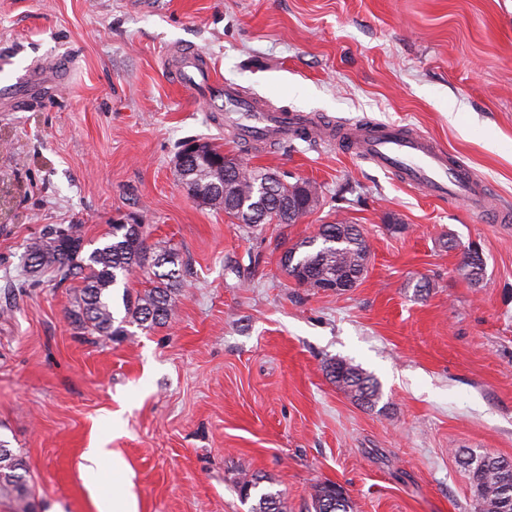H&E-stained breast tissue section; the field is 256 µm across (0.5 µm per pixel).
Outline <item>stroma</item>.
<instances>
[{
  "label": "stroma",
  "mask_w": 512,
  "mask_h": 512,
  "mask_svg": "<svg viewBox=\"0 0 512 512\" xmlns=\"http://www.w3.org/2000/svg\"><path fill=\"white\" fill-rule=\"evenodd\" d=\"M186 47L276 110L428 134L512 203V0H0V57L69 66L63 89L0 112V439L24 458L37 512H100L95 445L125 459L139 512H248L242 471L287 512L324 483L352 512H477L469 451L512 459V223L319 136L242 147L173 83ZM189 137L316 183L319 204L288 226L234 223L179 183ZM119 218L174 243L190 273L168 324L112 341L72 323L68 285L16 281L43 225L97 243ZM344 219L368 238L364 279L298 287L284 251ZM337 360L377 381L375 407L336 386Z\"/></svg>",
  "instance_id": "obj_1"
}]
</instances>
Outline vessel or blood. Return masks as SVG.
<instances>
[{
	"label": "vessel or blood",
	"mask_w": 512,
	"mask_h": 512,
	"mask_svg": "<svg viewBox=\"0 0 512 512\" xmlns=\"http://www.w3.org/2000/svg\"><path fill=\"white\" fill-rule=\"evenodd\" d=\"M59 70L56 63L15 71L1 65L0 110L9 112L26 103H38L44 89L61 84ZM171 74L181 85L201 87L212 104L223 105L225 121L235 123L244 138L284 143L306 120L299 113L269 110L259 99L244 98L234 86L212 79L207 63L196 50H180ZM338 141L357 158L370 161L429 197L462 199L482 209L488 207L492 196L488 185L477 180L466 164L450 158L447 151L423 133L399 124L371 122L343 128Z\"/></svg>",
	"instance_id": "1"
}]
</instances>
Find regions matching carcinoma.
I'll use <instances>...</instances> for the list:
<instances>
[{
  "label": "carcinoma",
  "instance_id": "carcinoma-1",
  "mask_svg": "<svg viewBox=\"0 0 512 512\" xmlns=\"http://www.w3.org/2000/svg\"><path fill=\"white\" fill-rule=\"evenodd\" d=\"M190 144L199 146V151L176 169L178 181L201 203L224 210L239 224H290L292 220L285 216L283 203H293L303 215L319 202V187L312 182L304 181L299 186L274 181L267 170L251 167L237 158L226 157L224 167L214 169L208 158L220 156L218 148L189 139L179 149ZM86 246L82 225L47 224L25 247L32 260L25 265L26 272L46 273L60 284L79 282L68 311L73 323L89 335L113 339L123 335L128 318L148 328L163 325L171 318L172 294L183 283L187 264L170 242L150 240L145 224L115 222L97 247L87 253ZM369 257L370 246L359 227L344 220L324 224L318 236L295 243L284 252L280 264L284 273L303 288H317L320 281L338 276L346 277L354 288L365 275ZM151 268L155 269L152 287L134 297L124 291L126 317L116 320L111 289L118 278L135 269ZM331 375L355 401L370 407L377 403V382L358 366L338 360L332 365ZM467 467L478 512H512V497L502 494L505 484H512V461L486 454L478 463L467 461ZM259 486L256 478L244 477L237 483L243 501L255 499L250 512H286L280 493L261 491ZM311 509L351 512V503L340 486L326 483L315 487ZM0 512H35L26 463L2 440Z\"/></svg>",
  "mask_w": 512,
  "mask_h": 512
}]
</instances>
